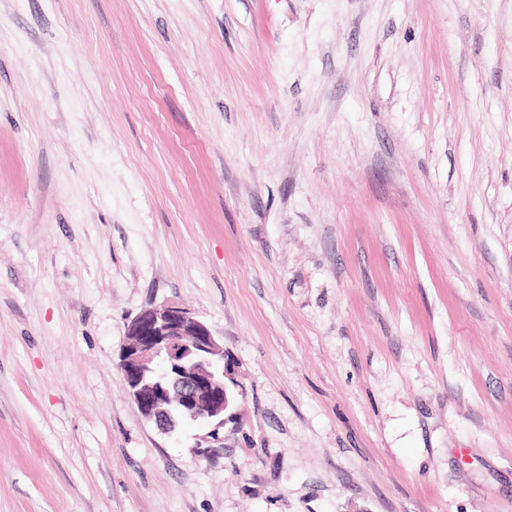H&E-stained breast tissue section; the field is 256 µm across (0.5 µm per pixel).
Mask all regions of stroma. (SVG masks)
Instances as JSON below:
<instances>
[{"label": "stroma", "mask_w": 512, "mask_h": 512, "mask_svg": "<svg viewBox=\"0 0 512 512\" xmlns=\"http://www.w3.org/2000/svg\"><path fill=\"white\" fill-rule=\"evenodd\" d=\"M0 512H512V0H0ZM119 367L129 396L142 416L162 431L176 428L173 402L183 418L212 427L210 438L237 417L239 386L224 344L187 309L168 305L141 311L127 326Z\"/></svg>", "instance_id": "35a3bbf8"}]
</instances>
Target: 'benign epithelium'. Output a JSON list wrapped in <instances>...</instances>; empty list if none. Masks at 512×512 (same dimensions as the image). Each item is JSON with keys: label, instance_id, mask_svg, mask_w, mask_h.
I'll use <instances>...</instances> for the list:
<instances>
[{"label": "benign epithelium", "instance_id": "1", "mask_svg": "<svg viewBox=\"0 0 512 512\" xmlns=\"http://www.w3.org/2000/svg\"><path fill=\"white\" fill-rule=\"evenodd\" d=\"M119 367L129 396L142 416L162 431L176 428L170 407L212 427L213 443L198 447L209 459L222 452L219 430L237 417L234 366L224 344L187 309L168 305L141 311L127 325Z\"/></svg>", "mask_w": 512, "mask_h": 512}]
</instances>
